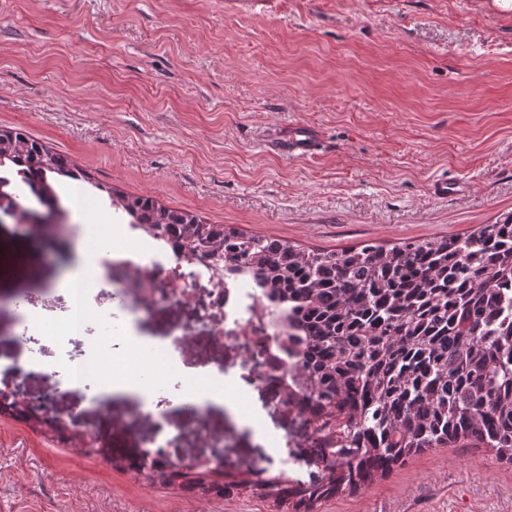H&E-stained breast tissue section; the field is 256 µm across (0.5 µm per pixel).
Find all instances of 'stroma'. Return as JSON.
I'll list each match as a JSON object with an SVG mask.
<instances>
[{
    "label": "stroma",
    "instance_id": "1",
    "mask_svg": "<svg viewBox=\"0 0 512 512\" xmlns=\"http://www.w3.org/2000/svg\"><path fill=\"white\" fill-rule=\"evenodd\" d=\"M297 124L317 135L293 159L274 146ZM22 129L98 181L212 224L304 249L467 236L512 214V6L502 0H0V127ZM448 181L442 197L434 183ZM67 240L37 246L0 214V336L8 300L38 297L44 324L69 320ZM188 336L193 307L140 316ZM96 320L66 348L36 335L47 363L84 362ZM223 366L240 415L209 429L229 463L319 481L305 423L251 379L234 345L183 351ZM273 439L277 449L263 447ZM0 512H277L241 495L201 499L151 485L0 416ZM317 512H512V464L485 448H435Z\"/></svg>",
    "mask_w": 512,
    "mask_h": 512
}]
</instances>
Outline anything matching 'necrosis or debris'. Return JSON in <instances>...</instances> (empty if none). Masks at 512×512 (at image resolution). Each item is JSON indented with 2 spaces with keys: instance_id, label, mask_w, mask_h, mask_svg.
<instances>
[{
  "instance_id": "4bbe7bcc",
  "label": "necrosis or debris",
  "mask_w": 512,
  "mask_h": 512,
  "mask_svg": "<svg viewBox=\"0 0 512 512\" xmlns=\"http://www.w3.org/2000/svg\"><path fill=\"white\" fill-rule=\"evenodd\" d=\"M145 243L147 249L143 252L115 249L99 255L95 265L102 270L108 298L135 320L143 314H155L159 306H182L195 299L197 293H204V309L210 318L208 334L190 341L176 331H169L171 348L181 350L189 344L195 350L205 351L223 345L228 336L236 342L250 343L252 351L266 363L260 384L268 396L284 410L309 415L310 404L304 397L306 381L297 366L299 357L283 345V326L272 318L260 289L240 278L219 281L207 266L173 253L160 240L149 237ZM94 317L101 334L90 348V360L106 363L136 349L137 337L131 335L128 325L114 321L111 308L95 312ZM78 382L66 359L43 364L31 357L0 353V395L10 397L15 389L39 385L38 397L21 398L32 413L41 420L66 425L72 435H103V424H90L85 416L88 409L100 412L111 403L108 392H97L88 409L79 407L63 412L55 406L56 399L69 393ZM142 387L144 394L136 399L133 419L146 427L148 433L134 454L137 466L185 464V457L173 453L186 436L182 424L205 420L208 402L190 393L171 411L159 414L148 409L144 399L145 393L161 391L158 379L145 376Z\"/></svg>"
}]
</instances>
